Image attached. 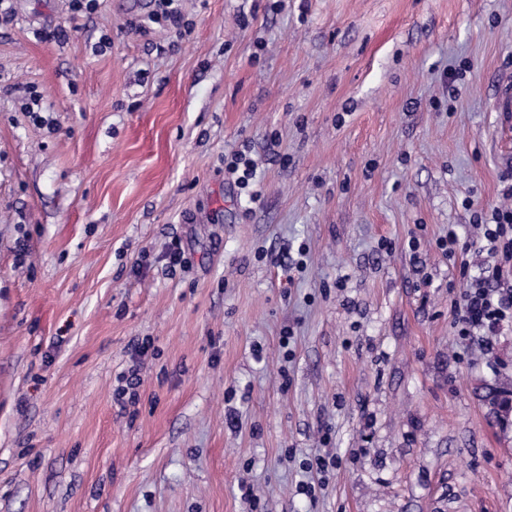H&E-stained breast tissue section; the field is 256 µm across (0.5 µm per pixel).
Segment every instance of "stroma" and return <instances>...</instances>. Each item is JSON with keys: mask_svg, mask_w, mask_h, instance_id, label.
Returning <instances> with one entry per match:
<instances>
[{"mask_svg": "<svg viewBox=\"0 0 512 512\" xmlns=\"http://www.w3.org/2000/svg\"><path fill=\"white\" fill-rule=\"evenodd\" d=\"M5 5L0 512H512L436 245L508 201L512 0ZM157 9L153 11L150 21L152 23H164L170 25L176 30V33L182 35L189 32V23L185 24L184 15L179 7V0H154ZM224 171L227 172L241 190H246L250 200H256L258 191L251 189L252 181L256 176V163L245 153L237 151L230 158L224 157Z\"/></svg>", "mask_w": 512, "mask_h": 512, "instance_id": "obj_1", "label": "stroma"}]
</instances>
